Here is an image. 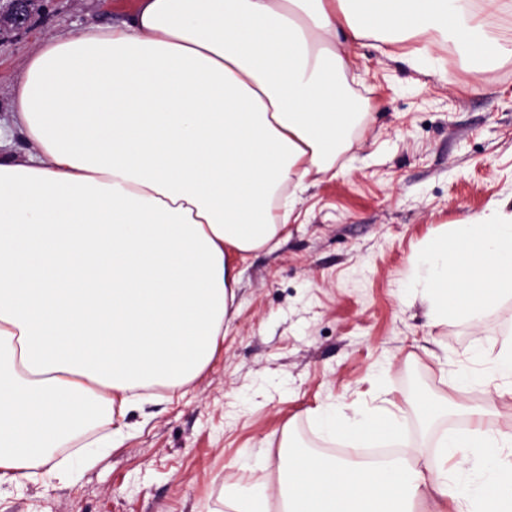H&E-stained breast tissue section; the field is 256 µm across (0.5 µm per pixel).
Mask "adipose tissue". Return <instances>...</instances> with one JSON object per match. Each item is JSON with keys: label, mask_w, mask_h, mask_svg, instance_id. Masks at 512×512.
<instances>
[{"label": "adipose tissue", "mask_w": 512, "mask_h": 512, "mask_svg": "<svg viewBox=\"0 0 512 512\" xmlns=\"http://www.w3.org/2000/svg\"><path fill=\"white\" fill-rule=\"evenodd\" d=\"M499 0H138L112 26L57 33L25 60L0 155V482L78 440L103 392L181 389L214 360L242 264L285 233L312 176L358 121L337 84L348 47L432 33L461 53L512 58L490 34ZM430 326L479 319L512 296V210L444 228L411 264ZM486 404L465 437L381 463L291 448L271 491L231 512H512V346L456 374ZM352 448L408 442L392 413L309 412Z\"/></svg>", "instance_id": "adipose-tissue-1"}]
</instances>
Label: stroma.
Returning <instances> with one entry per match:
<instances>
[{
	"label": "stroma",
	"mask_w": 512,
	"mask_h": 512,
	"mask_svg": "<svg viewBox=\"0 0 512 512\" xmlns=\"http://www.w3.org/2000/svg\"><path fill=\"white\" fill-rule=\"evenodd\" d=\"M137 0H33L25 28L0 24V121L23 61L46 37L118 24ZM428 48L420 66L401 54ZM343 77L364 114L334 174L303 191L288 235L242 267L236 318L212 364L182 391L143 393L119 445L68 472L69 452L0 485V512H230L264 488L285 444L326 447L306 412L394 404L410 443L466 429L458 413L423 425L422 402L477 351L512 342V296L479 321L432 327L409 267L443 225L512 206V60L461 56L417 38L369 37Z\"/></svg>",
	"instance_id": "1"
}]
</instances>
